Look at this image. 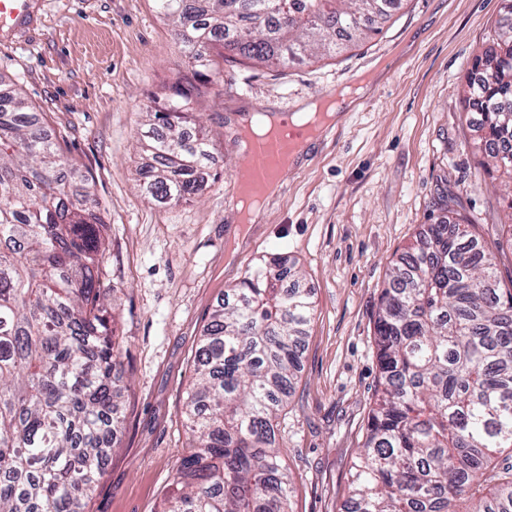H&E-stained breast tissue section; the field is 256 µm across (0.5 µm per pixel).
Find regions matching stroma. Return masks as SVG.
Instances as JSON below:
<instances>
[{
  "instance_id": "stroma-1",
  "label": "stroma",
  "mask_w": 512,
  "mask_h": 512,
  "mask_svg": "<svg viewBox=\"0 0 512 512\" xmlns=\"http://www.w3.org/2000/svg\"><path fill=\"white\" fill-rule=\"evenodd\" d=\"M0 38V79L95 181L108 224L106 282L117 297L131 386L123 421L84 512H159L188 446L183 404L215 306L260 258L300 272L314 312L299 373L279 418L293 512H341L379 386L375 316L388 268L426 225L442 193L495 247L512 288V228L502 193L483 186L460 100L474 54L489 43L501 0H404L344 51L286 75L228 63L195 74L153 0H33ZM365 75L371 87L337 124L305 143L265 215L236 211L245 173L240 130L264 109L289 122L309 101ZM202 88L196 104L213 165L202 195L177 205L140 188L136 136L174 84Z\"/></svg>"
}]
</instances>
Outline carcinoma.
<instances>
[{"label":"carcinoma","mask_w":512,"mask_h":512,"mask_svg":"<svg viewBox=\"0 0 512 512\" xmlns=\"http://www.w3.org/2000/svg\"><path fill=\"white\" fill-rule=\"evenodd\" d=\"M195 70H286L360 38L402 0H154ZM199 94L177 85L137 139L152 200L199 195L209 166ZM472 148L512 210V0L470 62ZM93 178L0 89V512H83L127 387L104 316L106 222ZM463 217L428 225L393 264L375 320L381 393L345 512H512V289ZM284 257L263 258L213 310L185 404L191 444L161 512H293L278 419L314 305Z\"/></svg>","instance_id":"carcinoma-1"}]
</instances>
